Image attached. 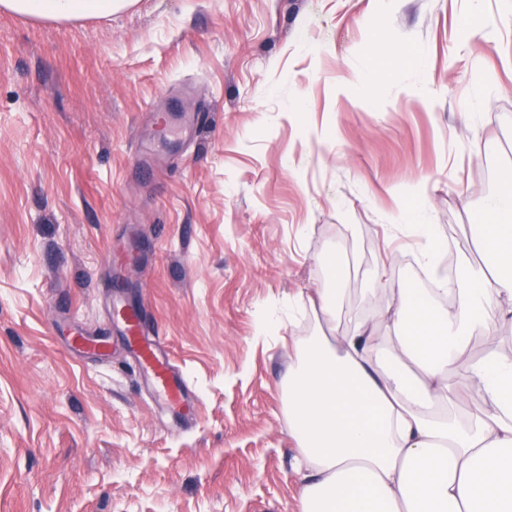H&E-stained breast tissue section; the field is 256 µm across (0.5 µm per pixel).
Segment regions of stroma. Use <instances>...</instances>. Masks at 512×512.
<instances>
[{"instance_id": "35a3bbf8", "label": "stroma", "mask_w": 512, "mask_h": 512, "mask_svg": "<svg viewBox=\"0 0 512 512\" xmlns=\"http://www.w3.org/2000/svg\"><path fill=\"white\" fill-rule=\"evenodd\" d=\"M135 0L0 11V512H299L281 379L337 246L343 331L379 266L420 287L404 216L474 254L512 173V0ZM180 97L195 137L134 167ZM427 179L424 194L413 191ZM195 399L159 406L109 326L110 254ZM110 342L102 356L68 343ZM134 0H1L0 10L34 19L69 21L112 15Z\"/></svg>"}]
</instances>
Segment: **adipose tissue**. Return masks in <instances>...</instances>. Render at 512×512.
<instances>
[{
    "instance_id": "adipose-tissue-1",
    "label": "adipose tissue",
    "mask_w": 512,
    "mask_h": 512,
    "mask_svg": "<svg viewBox=\"0 0 512 512\" xmlns=\"http://www.w3.org/2000/svg\"><path fill=\"white\" fill-rule=\"evenodd\" d=\"M134 0H0L34 19L99 17ZM474 240L486 268L458 262V288L393 287L378 268L367 292L375 321L348 336L295 344L283 383L288 429L304 467L300 512H512V349L491 342L512 324V177L484 203ZM306 303L337 321L343 266ZM490 343L450 377L474 338Z\"/></svg>"
}]
</instances>
